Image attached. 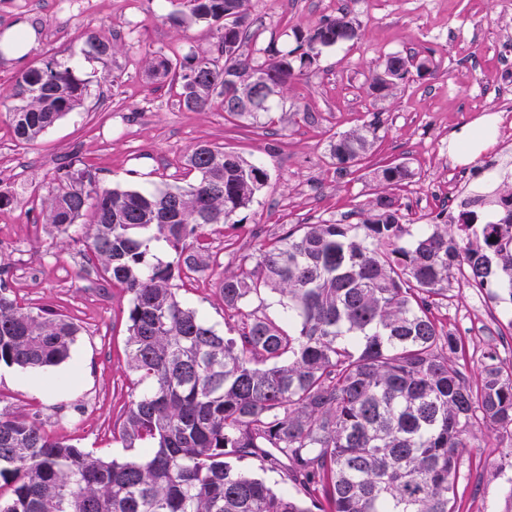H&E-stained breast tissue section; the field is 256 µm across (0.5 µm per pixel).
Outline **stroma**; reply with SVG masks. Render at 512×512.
Instances as JSON below:
<instances>
[{
    "label": "stroma",
    "mask_w": 512,
    "mask_h": 512,
    "mask_svg": "<svg viewBox=\"0 0 512 512\" xmlns=\"http://www.w3.org/2000/svg\"><path fill=\"white\" fill-rule=\"evenodd\" d=\"M348 10L357 39L323 49L277 100L271 122L229 116L220 105L201 112L180 105L175 92L151 83L147 62L158 55L209 53L216 23L190 17L181 0H89L87 8L63 10L61 0H0V31L24 21L39 34L20 63L0 58V92H9L23 71L55 58L73 64L89 82L83 104L33 145L18 143L0 117V193L13 197L0 209V278L21 305L52 306L82 327L67 360L56 366L0 367V410L36 414L54 434L72 438L98 455L123 460L131 449L112 438V426L130 391H144L126 364L124 293L99 288L85 270V228L62 240L36 217L54 184L56 169L79 153L109 187L154 192L190 180L182 162L197 143L223 147L269 174L243 220L209 230L205 241L215 263L205 272L177 278L180 299L198 309L218 332H226L217 283L240 255L279 234L283 225L343 220L384 191L378 168L407 164L411 183L386 189L407 218L452 212L454 203L432 193L412 199V185L437 183L460 173V192L484 180L483 161L512 154V132L471 159L456 154L459 140L478 125H496L512 92V0H251L249 21L260 28L244 54L259 57L276 42L296 47L325 19ZM178 14L172 22L170 14ZM92 30L114 44L112 55L86 57L82 33ZM400 53L430 67L410 73L395 97L371 94L372 68ZM384 123L374 151L339 171L328 152L330 137L362 127L373 113ZM439 318L465 346L463 364L477 379L483 356L512 348V309L452 278ZM512 448V436L476 432L464 456L457 487L459 512H505L512 501V470L494 474L490 464Z\"/></svg>",
    "instance_id": "stroma-1"
}]
</instances>
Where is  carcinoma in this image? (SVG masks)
Wrapping results in <instances>:
<instances>
[{"mask_svg":"<svg viewBox=\"0 0 512 512\" xmlns=\"http://www.w3.org/2000/svg\"><path fill=\"white\" fill-rule=\"evenodd\" d=\"M249 2L183 0L192 17L224 21L218 57L148 62L186 109L218 100L228 114L258 122L274 102L262 81L280 96L323 48L358 36L343 11L299 36L302 53L271 41L259 63L241 52L260 36L247 22ZM112 50L94 35L85 41L89 57ZM413 68L428 72L412 57H383L372 90L393 94ZM86 95L85 80L52 59L24 71L0 107L16 140L33 144ZM244 95L255 111H235ZM380 126L376 112L330 138L340 170L371 153ZM184 166L192 182L156 192L107 187L76 153L57 170L44 223L67 237L91 212L87 262L128 296L127 366L150 390L128 393L112 438L144 455L109 460L33 416L0 412V512H458L461 461L475 431L512 435V366L490 352L471 382L459 363L462 343L437 311L456 272L512 303V210L479 224L464 200L457 215L441 222L439 213L414 235L395 198L379 194L356 224L284 228L224 270L219 294L234 320L224 335L178 298L172 281L210 267L200 244L207 228L247 208L268 173L208 143L196 144ZM376 178L393 186L412 172L388 165ZM160 240L172 259L152 253ZM268 291L279 296L278 320L247 309ZM81 332L73 319L25 307L0 286V363L56 365ZM228 456L260 459L297 495L273 490Z\"/></svg>","mask_w":512,"mask_h":512,"instance_id":"carcinoma-1","label":"carcinoma"}]
</instances>
